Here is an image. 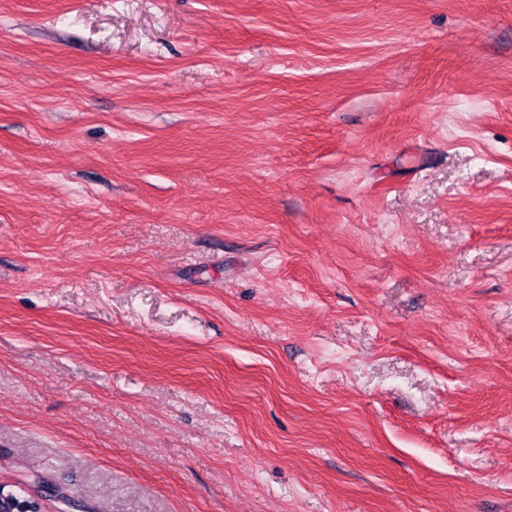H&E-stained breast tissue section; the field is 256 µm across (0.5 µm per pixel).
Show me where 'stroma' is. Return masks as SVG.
<instances>
[{"mask_svg":"<svg viewBox=\"0 0 512 512\" xmlns=\"http://www.w3.org/2000/svg\"><path fill=\"white\" fill-rule=\"evenodd\" d=\"M23 481L512 512V0H0Z\"/></svg>","mask_w":512,"mask_h":512,"instance_id":"1","label":"stroma"}]
</instances>
